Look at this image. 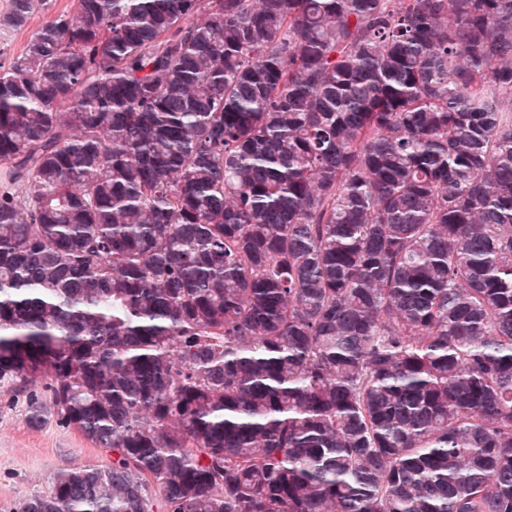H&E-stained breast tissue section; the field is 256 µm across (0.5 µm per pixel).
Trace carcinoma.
I'll return each instance as SVG.
<instances>
[{
    "label": "carcinoma",
    "instance_id": "1",
    "mask_svg": "<svg viewBox=\"0 0 512 512\" xmlns=\"http://www.w3.org/2000/svg\"><path fill=\"white\" fill-rule=\"evenodd\" d=\"M0 168L19 512H512V0H74ZM37 392L45 405L37 427L27 421L23 395L0 392V512H16L25 499L49 492L61 469L112 464V454L59 424L42 385Z\"/></svg>",
    "mask_w": 512,
    "mask_h": 512
}]
</instances>
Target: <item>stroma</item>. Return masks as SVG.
<instances>
[{
    "label": "stroma",
    "mask_w": 512,
    "mask_h": 512,
    "mask_svg": "<svg viewBox=\"0 0 512 512\" xmlns=\"http://www.w3.org/2000/svg\"><path fill=\"white\" fill-rule=\"evenodd\" d=\"M51 3V10L36 9L25 28L0 30V65L21 53L49 11L70 7L72 0ZM111 462L110 453L95 447L77 429L61 426L52 408H45L42 424L34 427L27 421L25 397L0 392V512H16L25 499L49 492L62 469L105 467Z\"/></svg>",
    "instance_id": "stroma-1"
}]
</instances>
